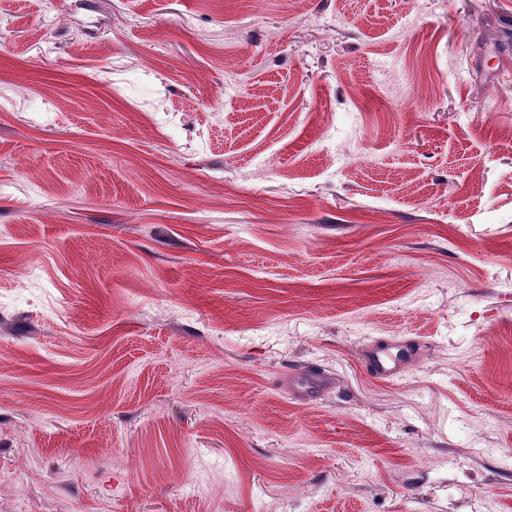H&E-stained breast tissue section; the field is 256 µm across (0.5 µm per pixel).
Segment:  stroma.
I'll return each instance as SVG.
<instances>
[{
    "mask_svg": "<svg viewBox=\"0 0 512 512\" xmlns=\"http://www.w3.org/2000/svg\"><path fill=\"white\" fill-rule=\"evenodd\" d=\"M510 130L512 0H0V512H512ZM409 343H397L390 346H378L370 349L365 356V367L367 371L376 378H391L398 374L407 365L412 346ZM392 348H402L401 351L393 354Z\"/></svg>",
    "mask_w": 512,
    "mask_h": 512,
    "instance_id": "1",
    "label": "stroma"
}]
</instances>
